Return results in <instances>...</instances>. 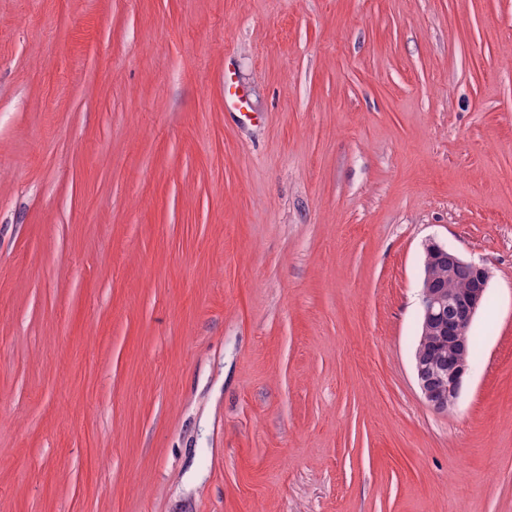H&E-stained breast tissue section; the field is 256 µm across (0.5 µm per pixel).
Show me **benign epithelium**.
I'll return each instance as SVG.
<instances>
[{
  "mask_svg": "<svg viewBox=\"0 0 512 512\" xmlns=\"http://www.w3.org/2000/svg\"><path fill=\"white\" fill-rule=\"evenodd\" d=\"M433 254L448 260V279L456 269L469 271V285L463 289H448L444 296L430 289V275L422 280L421 305L424 335L447 339L448 365L436 369L441 392L431 390L421 359H415L417 384L425 402L433 409L446 411L457 404L464 375L469 366L470 328L485 298L490 271L483 264L463 259L456 251L437 243L430 245Z\"/></svg>",
  "mask_w": 512,
  "mask_h": 512,
  "instance_id": "obj_1",
  "label": "benign epithelium"
}]
</instances>
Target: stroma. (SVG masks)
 <instances>
[{
	"label": "stroma",
	"instance_id": "obj_1",
	"mask_svg": "<svg viewBox=\"0 0 512 512\" xmlns=\"http://www.w3.org/2000/svg\"><path fill=\"white\" fill-rule=\"evenodd\" d=\"M0 512H512V0H0ZM234 85L232 80V65L228 59L224 60V109L226 112H238L246 120L256 119L259 113L253 108L247 90L239 85L235 86L234 92L231 87ZM252 113L253 115H250ZM429 248L435 256L443 257L433 262L432 280L436 288L445 286L448 288V280L454 278L455 271L459 267L467 268L469 271V275L463 270L457 272L454 288H448V297L430 289L429 273L424 276L421 286L422 316L425 327L423 336H427L426 340L429 336H439L440 344H443L445 336H448V340H445L448 350V367H440L435 371L441 387L434 380L429 386L423 363H436L441 355L446 360L447 352L434 342L420 343L423 337L421 336L422 319L415 353L422 357L423 363L419 357H416V379L425 402L435 410L446 411L454 407L459 399L464 375L469 366V350L470 359L476 354L477 346L473 339L470 341L469 333L476 313L485 298L491 275L485 265L467 261L447 246L433 243ZM468 278L470 282L465 288ZM439 388H441L439 394L432 391Z\"/></svg>",
	"mask_w": 512,
	"mask_h": 512
}]
</instances>
